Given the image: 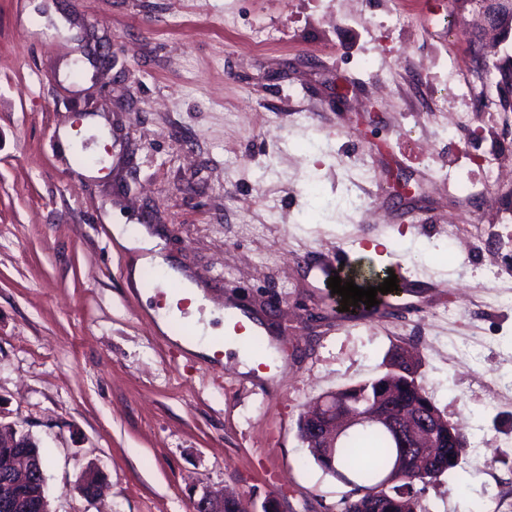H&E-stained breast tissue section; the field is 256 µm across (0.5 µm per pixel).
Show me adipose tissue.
<instances>
[{
    "instance_id": "adipose-tissue-1",
    "label": "adipose tissue",
    "mask_w": 512,
    "mask_h": 512,
    "mask_svg": "<svg viewBox=\"0 0 512 512\" xmlns=\"http://www.w3.org/2000/svg\"><path fill=\"white\" fill-rule=\"evenodd\" d=\"M111 231L123 245L138 254L135 267L129 270L131 279H138L142 266H155L163 273V284H175L178 288L179 297L188 299L187 311H180L174 306L159 310L156 316L159 327L164 328L167 327L169 322L181 319L184 316L189 317L196 330L194 339L188 345L189 350L204 356L213 355L215 352L214 339L218 332L211 327L209 322L203 321L199 313L200 307L209 304L204 291L197 283L165 260L162 254L161 240L148 229L140 228L132 233L123 225L116 224L112 226Z\"/></svg>"
}]
</instances>
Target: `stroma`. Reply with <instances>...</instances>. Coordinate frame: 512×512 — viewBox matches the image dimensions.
Wrapping results in <instances>:
<instances>
[{"mask_svg": "<svg viewBox=\"0 0 512 512\" xmlns=\"http://www.w3.org/2000/svg\"><path fill=\"white\" fill-rule=\"evenodd\" d=\"M0 0V423L46 455L52 512H336L345 484L298 437L305 406L376 377L392 350L467 439L418 485L423 512H475L512 483V116L478 77L465 0ZM403 25H393L394 13ZM91 25L113 63L85 56ZM274 33L262 48L254 29ZM108 119L109 165L58 130ZM460 131L449 132L453 122ZM503 172L486 185L483 161ZM461 232L448 241V218ZM152 228L216 306L273 336L271 376L156 327L111 223ZM485 225L487 238L466 229ZM379 244L398 288L363 317L329 280ZM345 250L336 262L337 250ZM105 483L90 500L87 465ZM225 500L233 501L224 504ZM195 507L197 512H247L241 500L221 490L209 491L196 502Z\"/></svg>", "mask_w": 512, "mask_h": 512, "instance_id": "stroma-1", "label": "stroma"}]
</instances>
